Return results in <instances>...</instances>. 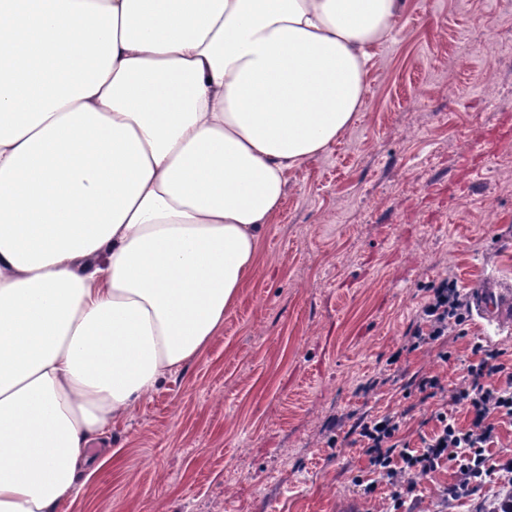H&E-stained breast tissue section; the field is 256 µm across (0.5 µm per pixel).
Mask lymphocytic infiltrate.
<instances>
[{
  "label": "lymphocytic infiltrate",
  "instance_id": "lymphocytic-infiltrate-1",
  "mask_svg": "<svg viewBox=\"0 0 512 512\" xmlns=\"http://www.w3.org/2000/svg\"><path fill=\"white\" fill-rule=\"evenodd\" d=\"M419 317L420 324L410 338L408 350L434 346L441 361H448L452 356L447 349L448 336L465 326L469 318L456 281L443 279L435 283ZM472 350L480 354L481 360L453 392H446L435 376L422 377L416 385L427 399L449 393L451 401L464 406L469 414L467 426H460L447 412H437L435 430L421 436L419 446L414 447L400 437L401 414H388L361 424L359 435L366 439L369 450L366 492L375 491L382 483L390 485L394 505L399 508L417 491L416 484L408 481V474L428 475L445 466L456 468L460 475L459 481L445 490L451 498L505 480L512 482V458L496 463L490 453L498 438L499 423L512 421V371L501 362L499 351L478 343Z\"/></svg>",
  "mask_w": 512,
  "mask_h": 512
}]
</instances>
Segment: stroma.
Instances as JSON below:
<instances>
[{"mask_svg":"<svg viewBox=\"0 0 512 512\" xmlns=\"http://www.w3.org/2000/svg\"><path fill=\"white\" fill-rule=\"evenodd\" d=\"M363 112L287 174L259 265L224 329L90 451L116 450L59 512H393L364 492L360 422L405 412L418 443L432 411L414 387L460 386L474 342L512 364V327L470 307L449 362L406 345L428 286H512V0H405L371 50ZM451 468L422 477L412 512H487Z\"/></svg>","mask_w":512,"mask_h":512,"instance_id":"35a3bbf8","label":"stroma"}]
</instances>
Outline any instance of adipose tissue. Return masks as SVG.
Masks as SVG:
<instances>
[{
  "label": "adipose tissue",
  "instance_id": "ef3b65f1",
  "mask_svg": "<svg viewBox=\"0 0 512 512\" xmlns=\"http://www.w3.org/2000/svg\"><path fill=\"white\" fill-rule=\"evenodd\" d=\"M401 0H0V512L199 358Z\"/></svg>",
  "mask_w": 512,
  "mask_h": 512
}]
</instances>
